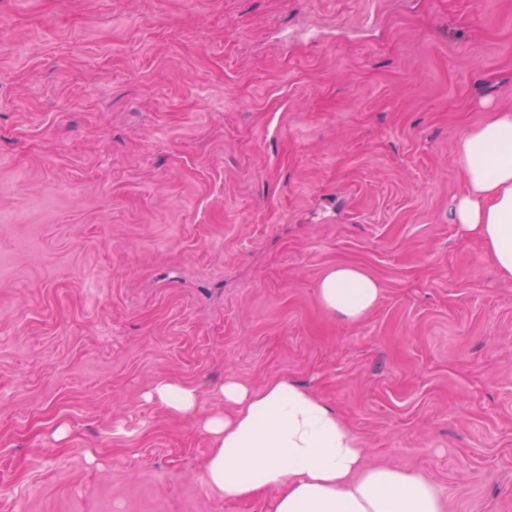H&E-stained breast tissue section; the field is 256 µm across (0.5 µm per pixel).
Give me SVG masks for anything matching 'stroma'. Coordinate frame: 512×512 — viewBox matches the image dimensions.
Listing matches in <instances>:
<instances>
[{
    "label": "stroma",
    "instance_id": "35a3bbf8",
    "mask_svg": "<svg viewBox=\"0 0 512 512\" xmlns=\"http://www.w3.org/2000/svg\"><path fill=\"white\" fill-rule=\"evenodd\" d=\"M497 108L512 0H0V512H272L146 398L230 377L512 512V280L450 213ZM342 263L382 286L356 322ZM381 288L362 270L341 264L330 267L320 278L318 299L326 310L348 321H358L374 308Z\"/></svg>",
    "mask_w": 512,
    "mask_h": 512
}]
</instances>
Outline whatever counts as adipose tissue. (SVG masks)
<instances>
[{
	"instance_id": "ef3b65f1",
	"label": "adipose tissue",
	"mask_w": 512,
	"mask_h": 512,
	"mask_svg": "<svg viewBox=\"0 0 512 512\" xmlns=\"http://www.w3.org/2000/svg\"><path fill=\"white\" fill-rule=\"evenodd\" d=\"M465 190L450 204L452 221L478 238L491 262L512 279V111L496 110L457 145ZM380 283L346 264L318 285L326 310L349 321L376 305ZM231 413L198 418L195 390L177 382L150 392L169 412L195 417L212 441L204 478L219 494L253 497L278 489L274 512H444L443 493L420 474L371 466L336 412L286 379L254 390L235 379L220 389Z\"/></svg>"
}]
</instances>
